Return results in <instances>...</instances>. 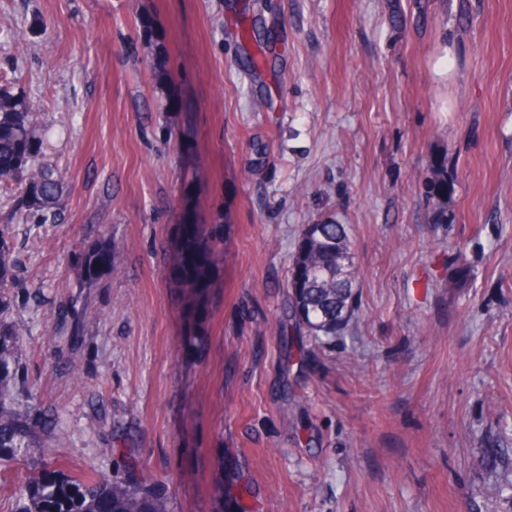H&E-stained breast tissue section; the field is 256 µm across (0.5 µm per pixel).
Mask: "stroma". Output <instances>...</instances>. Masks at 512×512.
Here are the masks:
<instances>
[{
    "mask_svg": "<svg viewBox=\"0 0 512 512\" xmlns=\"http://www.w3.org/2000/svg\"><path fill=\"white\" fill-rule=\"evenodd\" d=\"M243 2L0 0V84L69 169L63 222L11 229L47 454L0 451V512L44 470L134 473L166 512H512V0ZM323 220L355 316L301 346L288 270ZM187 222L227 244L198 290Z\"/></svg>",
    "mask_w": 512,
    "mask_h": 512,
    "instance_id": "1",
    "label": "stroma"
}]
</instances>
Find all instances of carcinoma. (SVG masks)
<instances>
[{
	"instance_id": "carcinoma-1",
	"label": "carcinoma",
	"mask_w": 512,
	"mask_h": 512,
	"mask_svg": "<svg viewBox=\"0 0 512 512\" xmlns=\"http://www.w3.org/2000/svg\"><path fill=\"white\" fill-rule=\"evenodd\" d=\"M46 109L42 101L0 86V187L14 190V211L0 219V450L9 448L28 456L43 449L31 437V423L12 406V350L28 329L11 319V293L16 284V261L10 227L57 224L63 219L69 185L68 171L46 158ZM222 233L186 224L182 234V276L200 288L213 262V239ZM346 225L334 221L307 224L295 248L288 288L289 318L293 327L318 343L335 337L354 315L356 280L353 253ZM112 254L85 261L84 287L95 286L94 277ZM21 512H165L154 496L142 492L116 475L97 473L86 481L44 471L31 476L21 488Z\"/></svg>"
}]
</instances>
